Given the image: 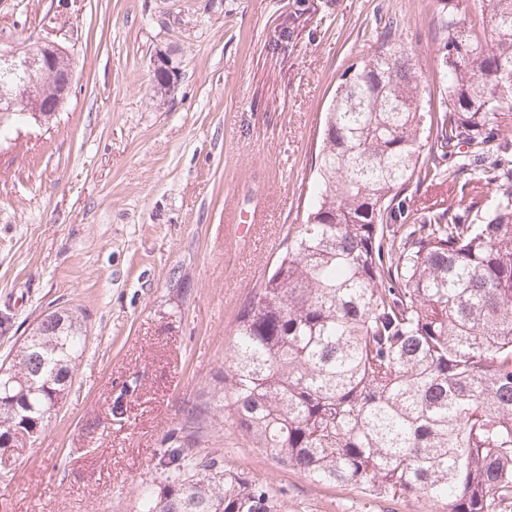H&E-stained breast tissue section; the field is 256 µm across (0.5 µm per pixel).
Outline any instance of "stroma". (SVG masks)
Here are the masks:
<instances>
[{
  "label": "stroma",
  "instance_id": "35a3bbf8",
  "mask_svg": "<svg viewBox=\"0 0 512 512\" xmlns=\"http://www.w3.org/2000/svg\"><path fill=\"white\" fill-rule=\"evenodd\" d=\"M436 17L437 0H0V45L49 38L74 65L50 129L0 141V363L50 311L87 326L0 512H137L183 442L282 512H421L248 447L215 392L241 307L306 216L341 74L391 20L436 99ZM161 53L178 69L164 96Z\"/></svg>",
  "mask_w": 512,
  "mask_h": 512
}]
</instances>
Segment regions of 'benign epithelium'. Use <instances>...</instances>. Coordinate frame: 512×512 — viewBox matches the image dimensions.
<instances>
[{"label":"benign epithelium","instance_id":"1","mask_svg":"<svg viewBox=\"0 0 512 512\" xmlns=\"http://www.w3.org/2000/svg\"><path fill=\"white\" fill-rule=\"evenodd\" d=\"M69 52L58 43L41 40L25 53L0 48V118L11 126L50 125L67 102L74 81L73 66L61 68L59 62ZM154 75L164 78L166 86L174 84L177 71L169 57L154 59ZM50 91L39 89L40 83Z\"/></svg>","mask_w":512,"mask_h":512}]
</instances>
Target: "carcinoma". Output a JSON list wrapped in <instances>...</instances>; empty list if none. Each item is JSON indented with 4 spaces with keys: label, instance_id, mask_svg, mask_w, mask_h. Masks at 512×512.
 Instances as JSON below:
<instances>
[{
    "label": "carcinoma",
    "instance_id": "obj_1",
    "mask_svg": "<svg viewBox=\"0 0 512 512\" xmlns=\"http://www.w3.org/2000/svg\"><path fill=\"white\" fill-rule=\"evenodd\" d=\"M458 15L438 0L439 110L386 27L327 112L317 192L239 312L218 397L280 465L445 512H512V0ZM391 70L395 78L383 80ZM431 137L430 145L422 135ZM447 197L419 206L421 187ZM493 208H476L484 189ZM87 339L69 312L39 321L0 375V438L64 398ZM29 374L23 394L11 381ZM212 458L169 453L139 512H281Z\"/></svg>",
    "mask_w": 512,
    "mask_h": 512
}]
</instances>
